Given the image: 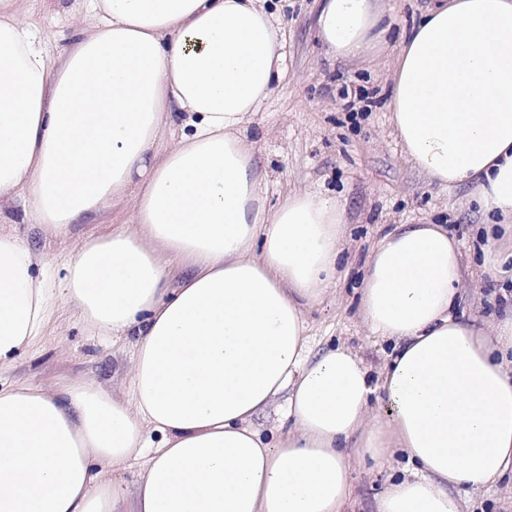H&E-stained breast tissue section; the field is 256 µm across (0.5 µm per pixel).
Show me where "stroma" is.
I'll return each instance as SVG.
<instances>
[{
    "instance_id": "obj_1",
    "label": "stroma",
    "mask_w": 512,
    "mask_h": 512,
    "mask_svg": "<svg viewBox=\"0 0 512 512\" xmlns=\"http://www.w3.org/2000/svg\"><path fill=\"white\" fill-rule=\"evenodd\" d=\"M431 0H381L393 17L389 40L373 52L332 61L316 39V0H269L284 31L285 71L244 125L245 141L266 176L260 194L268 210L293 193L332 196L345 206L342 242L345 273L304 318L312 355L335 347L356 354L372 379H380L392 344L372 336L358 312V287L381 235L398 224H443L462 251L460 302L490 325L506 305L501 283L481 265L478 227L484 217L470 205L465 186L434 183L405 155L388 107L402 36ZM18 19L37 28L51 53L68 47L96 20L87 0H20ZM134 196L111 201L96 223L58 234L35 224L21 195L0 197V233L35 256V272L61 278L84 242L129 227ZM135 345L130 336H103L81 320L73 303L61 306L43 333L12 362L0 366V390L32 384L55 390L63 381L91 383L120 403L132 400ZM408 471L404 455L375 464L351 459L353 512H375V499ZM464 512H512V473L490 490L460 487Z\"/></svg>"
}]
</instances>
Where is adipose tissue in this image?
<instances>
[{
    "label": "adipose tissue",
    "mask_w": 512,
    "mask_h": 512,
    "mask_svg": "<svg viewBox=\"0 0 512 512\" xmlns=\"http://www.w3.org/2000/svg\"><path fill=\"white\" fill-rule=\"evenodd\" d=\"M89 2L93 29L52 58L0 0V194L22 190L64 233L135 187L134 228L88 239L58 280L0 234V365L71 300L99 333L135 337L133 404L68 381L0 391V512H347L349 457L397 451L413 469L376 512H462L453 488L497 485L512 315L490 333L454 317L462 255L443 225L386 235L361 282L363 322L395 344L384 414L369 418L354 354L308 356L304 312L340 272L345 218L331 197L270 213L259 195L243 125L283 72L266 0ZM314 29L343 60L389 25L373 0H318ZM391 111L417 167L512 220V0L430 8L397 55ZM281 393L287 423L263 435L254 419Z\"/></svg>",
    "instance_id": "1"
}]
</instances>
